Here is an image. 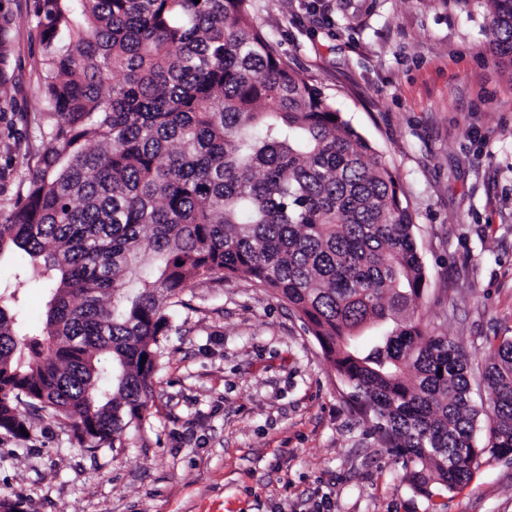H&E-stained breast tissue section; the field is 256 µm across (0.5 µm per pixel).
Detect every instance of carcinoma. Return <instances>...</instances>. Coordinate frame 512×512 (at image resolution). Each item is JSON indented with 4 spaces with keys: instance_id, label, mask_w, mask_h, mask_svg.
<instances>
[{
    "instance_id": "carcinoma-1",
    "label": "carcinoma",
    "mask_w": 512,
    "mask_h": 512,
    "mask_svg": "<svg viewBox=\"0 0 512 512\" xmlns=\"http://www.w3.org/2000/svg\"><path fill=\"white\" fill-rule=\"evenodd\" d=\"M512 61V0H485ZM41 149L0 213V432L44 413L88 451L141 429L172 313L215 274L288 303L405 480L433 498L512 455V338L489 345L474 443L468 355L425 333L426 281L395 175L253 24L251 0H34ZM16 50L0 3V94ZM45 321L16 305L28 273Z\"/></svg>"
}]
</instances>
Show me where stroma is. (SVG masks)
Wrapping results in <instances>:
<instances>
[{"label":"stroma","mask_w":512,"mask_h":512,"mask_svg":"<svg viewBox=\"0 0 512 512\" xmlns=\"http://www.w3.org/2000/svg\"><path fill=\"white\" fill-rule=\"evenodd\" d=\"M0 97V210L40 146L33 0ZM254 24L395 173L427 271L422 325L483 364L512 338V63L482 0H252ZM139 433L90 454L54 420L0 434V495L30 512H428L345 401L315 337L270 290L195 283ZM444 512H512V459L481 458Z\"/></svg>","instance_id":"obj_1"}]
</instances>
